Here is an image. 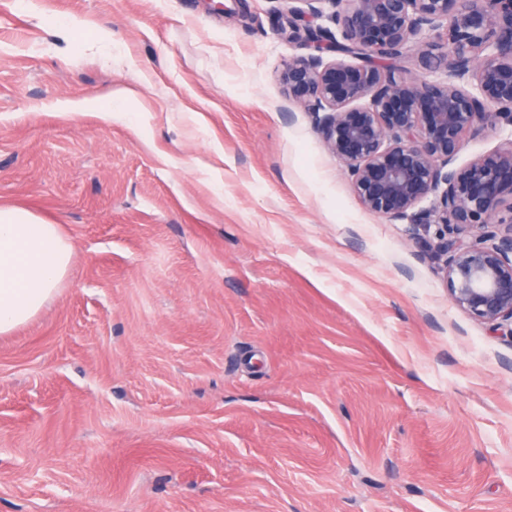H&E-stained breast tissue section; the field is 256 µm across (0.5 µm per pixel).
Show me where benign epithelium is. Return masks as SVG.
<instances>
[{
	"mask_svg": "<svg viewBox=\"0 0 512 512\" xmlns=\"http://www.w3.org/2000/svg\"><path fill=\"white\" fill-rule=\"evenodd\" d=\"M302 2L278 19L308 49L284 65V93L367 211L438 226L426 250L452 301L512 335V140L451 167L467 135L512 127V0ZM327 5L332 29L317 23ZM413 54L446 79L408 75Z\"/></svg>",
	"mask_w": 512,
	"mask_h": 512,
	"instance_id": "7a95c632",
	"label": "benign epithelium"
}]
</instances>
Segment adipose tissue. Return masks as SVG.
Listing matches in <instances>:
<instances>
[{
  "label": "adipose tissue",
  "instance_id": "1",
  "mask_svg": "<svg viewBox=\"0 0 512 512\" xmlns=\"http://www.w3.org/2000/svg\"><path fill=\"white\" fill-rule=\"evenodd\" d=\"M73 246L58 225L0 206V335L33 319L67 278Z\"/></svg>",
  "mask_w": 512,
  "mask_h": 512
}]
</instances>
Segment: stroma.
<instances>
[{"mask_svg":"<svg viewBox=\"0 0 512 512\" xmlns=\"http://www.w3.org/2000/svg\"><path fill=\"white\" fill-rule=\"evenodd\" d=\"M223 3L0 0V205L73 245L0 512H512V337L288 102L286 0Z\"/></svg>","mask_w":512,"mask_h":512,"instance_id":"stroma-1","label":"stroma"}]
</instances>
